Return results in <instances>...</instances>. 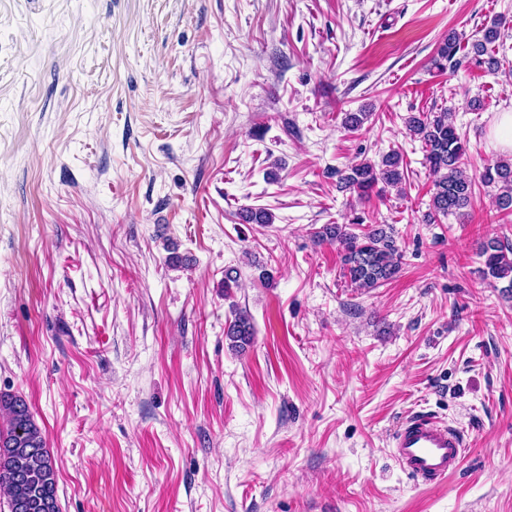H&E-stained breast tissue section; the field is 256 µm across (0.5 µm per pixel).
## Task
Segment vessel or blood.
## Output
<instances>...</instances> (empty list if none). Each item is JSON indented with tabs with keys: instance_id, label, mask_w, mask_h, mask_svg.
I'll list each match as a JSON object with an SVG mask.
<instances>
[{
	"instance_id": "obj_1",
	"label": "vessel or blood",
	"mask_w": 512,
	"mask_h": 512,
	"mask_svg": "<svg viewBox=\"0 0 512 512\" xmlns=\"http://www.w3.org/2000/svg\"><path fill=\"white\" fill-rule=\"evenodd\" d=\"M391 448L408 476L432 484L456 470L464 457L465 442L460 430L429 413L416 412L394 430Z\"/></svg>"
}]
</instances>
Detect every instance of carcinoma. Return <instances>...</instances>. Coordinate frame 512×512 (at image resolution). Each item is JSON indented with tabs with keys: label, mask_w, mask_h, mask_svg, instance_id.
<instances>
[{
	"label": "carcinoma",
	"mask_w": 512,
	"mask_h": 512,
	"mask_svg": "<svg viewBox=\"0 0 512 512\" xmlns=\"http://www.w3.org/2000/svg\"><path fill=\"white\" fill-rule=\"evenodd\" d=\"M482 36L472 42L475 55L487 54V45L500 36L494 22L481 30ZM463 35L455 32L439 45L433 65L445 69L459 48ZM410 134L422 142L425 165L432 177L433 192L426 224H436L450 215L468 216L474 202L476 182L495 189V206L512 208V158H499L483 166L481 172L470 171L467 142L462 139L448 113L411 115L406 118ZM406 180L403 159L391 150L380 162L361 161L340 173L343 188L363 197L383 183L397 187ZM388 224H373L361 235L347 231L345 224H327L314 232L319 242L336 241L342 249L344 276L352 287L369 290L393 279L399 272L401 253ZM483 258L482 278L506 280L512 289V242L508 236L491 239L479 252ZM250 315L237 310L225 331L231 348L241 352L254 339ZM58 474L54 457L35 423L26 401L18 396L0 394V492L7 499L9 512H59Z\"/></svg>",
	"instance_id": "carcinoma-1"
}]
</instances>
